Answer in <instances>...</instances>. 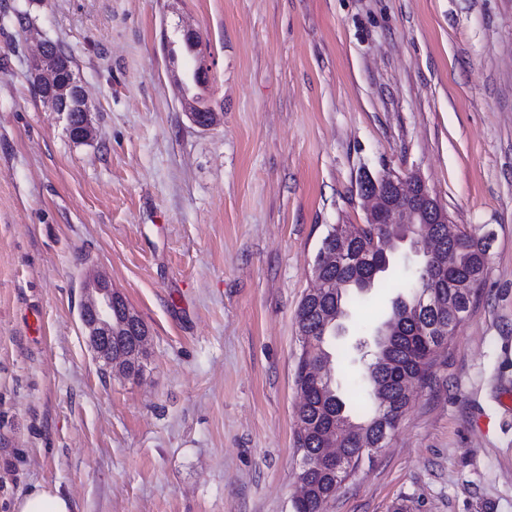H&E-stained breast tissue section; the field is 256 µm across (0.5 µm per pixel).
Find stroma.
I'll return each instance as SVG.
<instances>
[{
    "instance_id": "35a3bbf8",
    "label": "stroma",
    "mask_w": 512,
    "mask_h": 512,
    "mask_svg": "<svg viewBox=\"0 0 512 512\" xmlns=\"http://www.w3.org/2000/svg\"><path fill=\"white\" fill-rule=\"evenodd\" d=\"M184 25L206 130L163 47ZM42 39L86 86L87 143L37 93ZM367 173L420 175L488 274L330 512H512V0H0V512L39 485L78 512H294L296 311ZM99 274L148 329L140 376L88 343ZM412 274L347 310L337 391Z\"/></svg>"
}]
</instances>
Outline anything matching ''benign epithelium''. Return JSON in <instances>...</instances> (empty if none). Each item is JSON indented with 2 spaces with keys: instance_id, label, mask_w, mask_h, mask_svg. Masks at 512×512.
Here are the masks:
<instances>
[{
  "instance_id": "benign-epithelium-1",
  "label": "benign epithelium",
  "mask_w": 512,
  "mask_h": 512,
  "mask_svg": "<svg viewBox=\"0 0 512 512\" xmlns=\"http://www.w3.org/2000/svg\"><path fill=\"white\" fill-rule=\"evenodd\" d=\"M211 68L206 57L199 53L191 58L186 75L199 82L209 78ZM34 83L44 103L54 112L68 115L70 138L82 143L92 139L93 125L87 103L85 88L71 66L70 58L59 50L55 43L47 40L42 44L38 57L34 60ZM359 196L365 203L366 223L379 225L382 232L373 234L374 259L370 264L381 268L388 258V248L392 243L402 242L421 257V264L429 265L435 278L440 279L452 266V254L445 252V239H454L459 231L450 230L452 219L447 208L433 194L426 183L418 176L403 177H362L358 182ZM420 224H440L439 235L430 237L420 231ZM356 230L350 224H337L331 232L332 247L319 248L312 278L315 287L306 293L307 302L319 299L320 288L324 283L326 267L350 263L358 265L362 254L354 251L352 240ZM83 299L79 318L90 343L97 354L108 365L122 368L112 360V324L118 319L116 313V291L103 277L97 276L84 283ZM463 305L457 300H448L442 295L425 289L407 304L403 317L411 319L419 327L421 336L448 335V320L467 317ZM400 401L393 403L383 390H378V403L381 412L394 417L392 429H383L381 436L358 444L359 454L380 448L393 433L401 418L400 406L410 403L414 388L419 379L416 375L401 373L397 376ZM346 424L338 419L324 433L325 448L311 460L301 462L306 473L316 472L334 478L329 493H334L341 477L349 470L350 456L340 446L341 432Z\"/></svg>"
}]
</instances>
